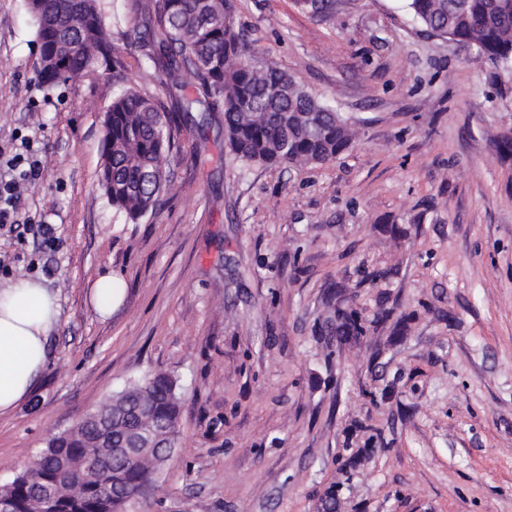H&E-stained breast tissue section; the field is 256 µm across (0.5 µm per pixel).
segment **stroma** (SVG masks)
I'll use <instances>...</instances> for the list:
<instances>
[{
  "instance_id": "obj_1",
  "label": "stroma",
  "mask_w": 512,
  "mask_h": 512,
  "mask_svg": "<svg viewBox=\"0 0 512 512\" xmlns=\"http://www.w3.org/2000/svg\"><path fill=\"white\" fill-rule=\"evenodd\" d=\"M232 0L259 62L349 119L317 166L254 165L178 125L169 190L138 222L101 186L111 60L39 86L36 22L0 0V147L44 162L19 202L58 244L0 234V286L60 298L36 393L0 416V485L133 379L173 376L181 435L132 512H512V67L430 34L405 0ZM130 86L168 75L98 0ZM125 283L100 316L104 276ZM363 335L334 332V311ZM99 281L93 290L92 302L96 311L101 316L107 317L112 313L113 307L121 300V283L112 275L104 276ZM104 285H109L112 288H101ZM105 289L109 290L108 293H105Z\"/></svg>"
}]
</instances>
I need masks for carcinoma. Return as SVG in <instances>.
I'll use <instances>...</instances> for the list:
<instances>
[{
    "label": "carcinoma",
    "instance_id": "cac0c4a2",
    "mask_svg": "<svg viewBox=\"0 0 512 512\" xmlns=\"http://www.w3.org/2000/svg\"><path fill=\"white\" fill-rule=\"evenodd\" d=\"M36 32L77 44L63 65L42 57L38 82L56 86L77 78L96 55L107 56L108 41L96 0H28ZM415 22L427 31L465 44L476 58L512 62V0H406ZM126 33L145 59L170 72L196 78L193 90L177 82L169 97L186 121L204 125L210 112L224 113V143L245 165L307 166L327 162L351 142L347 120L312 96L286 72L259 64L233 22L230 0H154ZM116 90L107 111L102 187L112 206L136 223L153 211L167 190L171 119L152 97L121 85L123 62L112 52ZM364 327L340 313L336 335L360 336ZM181 399L177 381L163 373L128 383L71 429L52 435L40 456L0 494L13 512H40V491L55 488L54 512H128L151 484L157 466L149 460L112 456L135 428H153L175 444Z\"/></svg>",
    "mask_w": 512,
    "mask_h": 512
}]
</instances>
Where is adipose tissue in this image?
Here are the masks:
<instances>
[{
  "mask_svg": "<svg viewBox=\"0 0 512 512\" xmlns=\"http://www.w3.org/2000/svg\"><path fill=\"white\" fill-rule=\"evenodd\" d=\"M59 314L57 297L38 282L23 280L0 289V414L36 388Z\"/></svg>",
  "mask_w": 512,
  "mask_h": 512,
  "instance_id": "adipose-tissue-1",
  "label": "adipose tissue"
}]
</instances>
